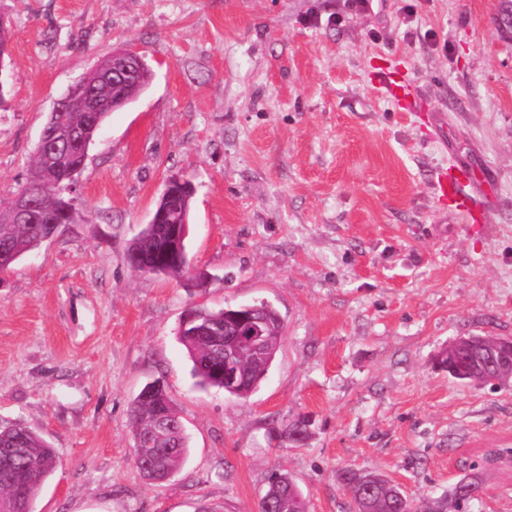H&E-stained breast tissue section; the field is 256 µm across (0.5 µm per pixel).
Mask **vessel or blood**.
<instances>
[{"mask_svg": "<svg viewBox=\"0 0 512 512\" xmlns=\"http://www.w3.org/2000/svg\"><path fill=\"white\" fill-rule=\"evenodd\" d=\"M386 90L394 105L402 109L410 107L413 93L407 71L392 72ZM490 187L491 182L487 177L462 163H454L449 168L439 170L432 180V189L438 199L451 202L458 215L467 223L474 220L476 213L481 212L479 196Z\"/></svg>", "mask_w": 512, "mask_h": 512, "instance_id": "1", "label": "vessel or blood"}]
</instances>
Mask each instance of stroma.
I'll return each instance as SVG.
<instances>
[{
	"instance_id": "stroma-1",
	"label": "stroma",
	"mask_w": 512,
	"mask_h": 512,
	"mask_svg": "<svg viewBox=\"0 0 512 512\" xmlns=\"http://www.w3.org/2000/svg\"><path fill=\"white\" fill-rule=\"evenodd\" d=\"M500 0H0V198L21 183L57 99L112 52L147 89L111 113L64 225L0 279V423L60 465L33 512H257L269 472L308 512H354L337 475L376 471L413 504L461 479L469 512H512V381L465 384L439 362L461 336L512 338V36ZM408 70L412 110L386 98ZM457 159L494 188L465 224L431 187ZM191 181L188 256L205 278L125 260L165 183ZM270 302L280 349L236 399L195 386L184 313ZM161 383L190 436L168 481L134 464L130 410ZM308 417L300 446L275 429Z\"/></svg>"
}]
</instances>
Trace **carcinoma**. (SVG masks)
<instances>
[{
	"label": "carcinoma",
	"mask_w": 512,
	"mask_h": 512,
	"mask_svg": "<svg viewBox=\"0 0 512 512\" xmlns=\"http://www.w3.org/2000/svg\"><path fill=\"white\" fill-rule=\"evenodd\" d=\"M150 79V69H144L139 78L119 88L109 84L98 87L99 97L105 106L103 112L84 111L83 102L75 99L67 112H50L44 128L51 134L61 130L75 132L79 143L59 146L57 153L45 157L35 153L30 163L29 176L41 171L48 172V185L38 196V211L30 224L14 223L10 213V200L0 201V271L12 267L10 258L21 259L41 245V239L50 230L61 229L75 220L76 197L73 194L72 174L82 164L81 144H93L109 113L112 99L127 97L135 99L145 90ZM192 189L186 188L173 196L159 198L154 213L164 218L156 224H148L127 251V263L133 265L145 261L156 262L152 273L172 277L189 275V268L175 259H161L168 244L172 229L181 225L190 215ZM197 319L179 330V340L192 362V372L198 383L206 388H217L230 397L243 398L250 393L251 385H260L275 360L280 346L282 326L268 329L270 339L264 358L244 356L249 378L230 384L224 381V309H194ZM149 400L144 393L137 396L132 413V430L144 436L157 416L177 417V410L163 386L152 385ZM309 421L298 418L288 423L280 432V440L296 444L295 436L306 440ZM189 450L185 430L174 432L162 442H141L137 455L143 463L140 472L151 481H163L180 470ZM59 458L55 450L40 435L20 424H0V510L4 512H32V504L44 482L56 470ZM346 491L351 495L355 512H361L359 494L364 489L359 472L346 469L341 474ZM372 509L374 512H415L412 502L399 485L381 474H374L371 485ZM269 504H260V512H306V501L297 484L286 473L274 472L269 479L266 492Z\"/></svg>",
	"instance_id": "carcinoma-1"
}]
</instances>
